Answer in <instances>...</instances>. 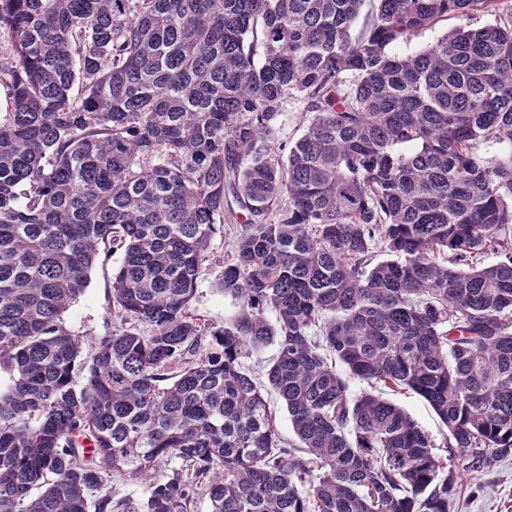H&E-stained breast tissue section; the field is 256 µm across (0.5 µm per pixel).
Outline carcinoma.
I'll return each mask as SVG.
<instances>
[{
    "instance_id": "obj_1",
    "label": "carcinoma",
    "mask_w": 512,
    "mask_h": 512,
    "mask_svg": "<svg viewBox=\"0 0 512 512\" xmlns=\"http://www.w3.org/2000/svg\"><path fill=\"white\" fill-rule=\"evenodd\" d=\"M496 2L0 0V512H449L512 456V12L393 51ZM114 251L86 368L63 316ZM351 378L423 398L445 453ZM494 15L478 12L474 14L470 20L465 19H458L455 17L448 18V22H444L440 25H438L435 29L426 30L419 34L417 37H415L411 42L407 44H400L394 48V51L399 54H408L415 52L424 46L430 44L435 39H437L443 31L448 28L450 30L451 28H454L458 25L465 24L466 22L468 25H472V27L481 26L483 24H487L491 22L494 19ZM286 112L281 116L280 126L277 132L276 143L289 144L295 141L302 133L305 125V117L299 112L297 104L288 103ZM227 224L216 234L211 244V260L207 262L197 285L195 296L191 302L192 311L205 323L211 330H220L224 328V322H228L236 312V306L231 298L224 297V293L219 290L218 279L224 266V255L227 254V247L230 236H228ZM111 486L113 500L119 498L141 499L146 494L143 484L124 477H112Z\"/></svg>"
}]
</instances>
